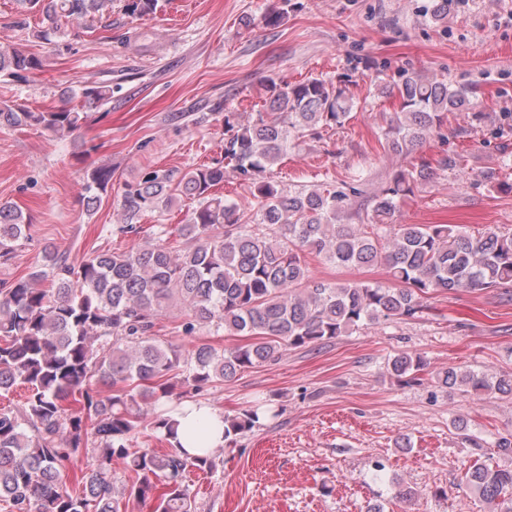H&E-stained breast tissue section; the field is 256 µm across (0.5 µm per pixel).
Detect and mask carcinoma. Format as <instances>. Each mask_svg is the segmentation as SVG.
<instances>
[{"label": "carcinoma", "instance_id": "1", "mask_svg": "<svg viewBox=\"0 0 512 512\" xmlns=\"http://www.w3.org/2000/svg\"><path fill=\"white\" fill-rule=\"evenodd\" d=\"M20 13L39 18L37 37L63 34L62 23L80 22L112 0H16ZM158 0H124L129 16L156 10ZM33 53L0 48V74L38 70ZM88 101L106 104L112 86L81 89ZM384 94L399 100L383 139L408 156L439 132L445 114L467 110L477 90L402 71ZM264 111L242 122L224 115V155L184 173L152 170L124 183L119 231L137 232L140 216L186 198L196 203L178 228L183 246L169 245L166 224L154 225L153 241L125 251L94 252L78 262L45 249L47 268L0 287V396L18 386L28 395L17 408H0V506L6 512H127L147 501L153 512H197L187 473L216 467V451L195 457L179 451L178 422L162 402L181 404L204 388L289 349L324 345L381 320L414 317L432 292L495 289L512 298V231L489 227L472 234L458 224H398L396 213L430 166L410 163L395 171L358 223L341 214L361 195L356 179L336 186L286 192L265 174L288 147L341 127L354 108L346 89L309 78L265 85ZM88 115L77 108L34 112L0 104V125L35 127L54 137L78 131ZM253 185L256 209L247 212L215 193L226 169ZM112 185V169L87 171V206ZM31 218L10 201L0 202V260L11 259L29 240ZM311 251L332 264L382 263L389 282L325 283L301 262ZM52 281L51 288L35 283ZM178 301L180 333L194 339L189 353L155 336L160 320ZM224 330L246 342L219 349L202 330ZM421 356L401 352L387 371L415 380ZM440 387L468 397H512V374L472 369L438 373ZM255 410L224 416V444L258 423ZM168 444L135 448L146 431ZM90 456L79 472L66 464ZM116 459L128 477L112 470ZM466 487L490 512H512V470L474 463Z\"/></svg>", "mask_w": 512, "mask_h": 512}]
</instances>
